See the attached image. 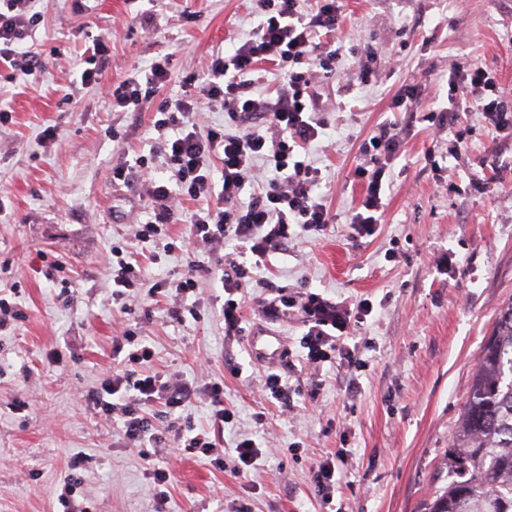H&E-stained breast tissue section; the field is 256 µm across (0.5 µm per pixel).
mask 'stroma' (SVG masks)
<instances>
[{
    "mask_svg": "<svg viewBox=\"0 0 512 512\" xmlns=\"http://www.w3.org/2000/svg\"><path fill=\"white\" fill-rule=\"evenodd\" d=\"M39 16L25 40L40 71L0 67V289L24 317L0 333V512H62L58 497L71 458L88 512H154L149 464L170 463L175 481L166 512H428L448 484V442L467 400L480 347L501 309L512 304V132L461 113L467 131L408 122L391 99L404 84L424 88L423 109L448 105V75L472 64L494 76L512 102V0H343L335 71L318 78L326 129L307 158L322 171L320 191L336 220L317 238L288 240L258 272L265 285L241 292L239 335L224 333L219 279L202 275L196 318L168 316L171 299L151 308L112 297L105 258L131 246L153 279H175L189 260L214 265L233 241L189 256L137 243L153 218L144 176L175 187L157 153L154 116L204 76L217 55L239 46L255 25L245 0H32ZM103 37L97 85L81 81L88 49ZM168 58L170 80L141 111L118 112L112 85ZM371 82L350 83L360 66ZM407 127L391 164L382 224L360 236L348 217L364 196L354 169L359 147L379 124ZM58 142L41 147L45 129ZM143 157L144 169L114 183L112 169ZM316 293L352 314L340 356L309 363L310 330L301 308L280 317L268 298ZM372 308L356 318L359 303ZM133 331L149 347L137 373L195 383L181 409H154L166 438L209 429L208 388L224 386L234 419L225 456L244 436L263 445L256 471L237 476L198 452L130 447L120 419L97 414L88 397L116 362L113 341ZM280 337L282 355L250 351L255 334ZM62 360L50 364V354ZM274 372L288 397H267ZM344 455L341 479L324 503L312 483L320 461Z\"/></svg>",
    "mask_w": 512,
    "mask_h": 512,
    "instance_id": "obj_1",
    "label": "stroma"
}]
</instances>
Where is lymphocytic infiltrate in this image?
Listing matches in <instances>:
<instances>
[{
    "instance_id": "f902f5d3",
    "label": "lymphocytic infiltrate",
    "mask_w": 512,
    "mask_h": 512,
    "mask_svg": "<svg viewBox=\"0 0 512 512\" xmlns=\"http://www.w3.org/2000/svg\"><path fill=\"white\" fill-rule=\"evenodd\" d=\"M29 0H0V62L33 74L40 61L22 47L35 19L28 13ZM257 19L248 38L233 53L213 59L204 78L190 77L180 97L165 102L153 123L158 132L160 154L176 168L179 191L159 182H151L149 193L154 203L153 221L143 224L135 234L138 241H163L164 252H190L192 243H213L230 238L237 243L235 255L226 257L221 279L226 299L222 306L224 333L236 335L241 329V305L236 298L241 288L254 279L271 253L289 238L315 237L324 232L334 217L317 189L322 172L302 153L319 139L325 122L318 114V96L311 92L314 68L331 72L338 52L319 42V31H335L341 15V0H315L309 11H302L300 0H250ZM275 63L282 75L276 97L257 94L255 73L261 62ZM165 60L155 61L143 77H130L112 89V105L140 111L144 100L168 81ZM453 96L471 102L488 125L512 129V106L505 102L497 82L485 69L471 65L448 76ZM220 106L235 122V131L212 128L197 130L193 114L200 100ZM400 149V138L390 126L381 125L373 138L361 145L363 161L354 176L365 185V195L349 221L358 234H372L384 214L383 195L389 178V166ZM220 159L223 184L220 193L212 191L211 163ZM255 186L258 194L247 205L239 198L246 186ZM203 200L191 217V229L180 243L167 241L168 227L177 223L176 196ZM112 285L117 297H187L195 293L203 264H189L176 280L147 283L142 268L133 264L123 248L112 250ZM301 307L316 329L307 340L309 360L329 361L336 350L337 330L343 329L349 313L339 311L335 303L314 294ZM133 395H122L124 387ZM196 393L182 379H162L158 375L136 376L134 371H113L91 402L104 416L123 421V435L134 447L161 443L147 409L153 403L175 410L184 407ZM120 402H113V395ZM211 432L181 433L179 447L201 452L223 461L221 439L224 426L234 414L224 406V389L212 384Z\"/></svg>"
}]
</instances>
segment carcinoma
I'll return each instance as SVG.
<instances>
[{
  "instance_id": "carcinoma-1",
  "label": "carcinoma",
  "mask_w": 512,
  "mask_h": 512,
  "mask_svg": "<svg viewBox=\"0 0 512 512\" xmlns=\"http://www.w3.org/2000/svg\"><path fill=\"white\" fill-rule=\"evenodd\" d=\"M430 512H512V304L484 341Z\"/></svg>"
}]
</instances>
